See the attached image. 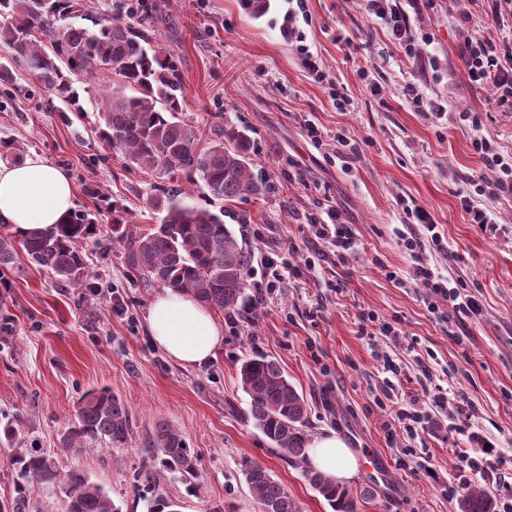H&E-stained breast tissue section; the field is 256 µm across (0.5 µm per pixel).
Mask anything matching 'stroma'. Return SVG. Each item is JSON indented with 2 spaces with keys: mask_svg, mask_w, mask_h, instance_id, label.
<instances>
[{
  "mask_svg": "<svg viewBox=\"0 0 512 512\" xmlns=\"http://www.w3.org/2000/svg\"><path fill=\"white\" fill-rule=\"evenodd\" d=\"M296 5L272 0L270 12L254 19L239 0H146L149 33L170 49L182 76L180 119L205 132L217 123L244 131L254 172L275 185L264 200L239 201L224 212L225 224L255 252L250 297L258 296L270 253H285L303 270L261 307L218 312L224 346L208 364L184 367L156 348L146 315L160 290L128 262L130 237L160 222L152 200L168 179L127 165L95 137L98 97H85L84 119L65 122L30 96L33 78L20 71L0 108V139L19 145L22 158L37 155L63 168L74 187V212L96 226L81 247L93 282L87 289L59 284L17 251L10 285L0 290V311L12 326L0 332V417L17 420L51 452L79 398L110 389L128 409L131 442L62 457L61 466L102 486L119 512H146L157 495L178 503L179 512H254L240 474L245 459L271 471L299 512H332L301 467L283 459L247 418L238 367L258 353L278 361L307 400L306 437L331 430L348 448L383 457L390 481L372 488L359 512H455L448 497L456 466L448 451L453 413L408 434L382 404L391 389L400 396L424 384L459 391L479 410L463 447L495 448L505 459L497 475L512 478V198L490 206L502 227L497 237L468 223L460 194L471 181L493 177L471 146V129L425 116L402 94L410 80L424 96L484 114L482 134L512 152V114L493 111L492 93L470 84L457 55L459 12L469 2L422 0L410 16L412 29L430 33L433 42L413 58L371 19L364 0H306L302 16ZM292 29L304 32L317 54L322 81L293 51ZM341 33L351 46L337 42ZM371 81L379 95H371ZM335 90L348 98L349 111H336ZM310 122L320 142L307 137ZM340 129L359 145L357 159L337 158ZM322 203L350 224L356 247L309 270L315 242L303 216ZM415 203L448 243L447 252H428L431 266L468 284L481 301L480 316L444 320L429 311L424 288L406 278L411 258L394 230ZM391 271L399 282L388 279ZM339 280L345 293L331 288ZM116 296L127 314L115 312ZM362 311L399 329L416 352L431 353L429 373L408 354L399 377L386 373L381 358L394 347L381 335L360 337ZM161 424L179 430L193 450L196 486L171 473L152 487L139 482V468L159 461L152 441Z\"/></svg>",
  "mask_w": 512,
  "mask_h": 512,
  "instance_id": "stroma-1",
  "label": "stroma"
}]
</instances>
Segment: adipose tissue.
I'll list each match as a JSON object with an SVG mask.
<instances>
[{
    "instance_id": "ef3b65f1",
    "label": "adipose tissue",
    "mask_w": 512,
    "mask_h": 512,
    "mask_svg": "<svg viewBox=\"0 0 512 512\" xmlns=\"http://www.w3.org/2000/svg\"><path fill=\"white\" fill-rule=\"evenodd\" d=\"M73 206V185L63 169L38 156L18 165L0 164V222L16 234L57 229ZM147 323L155 345L184 366L215 359L224 344V329L213 313L188 295L167 292L156 297ZM307 448L309 464L331 482L354 476L356 457L335 432L312 437Z\"/></svg>"
}]
</instances>
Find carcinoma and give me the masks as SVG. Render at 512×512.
Returning a JSON list of instances; mask_svg holds the SVG:
<instances>
[{"label": "carcinoma", "mask_w": 512, "mask_h": 512, "mask_svg": "<svg viewBox=\"0 0 512 512\" xmlns=\"http://www.w3.org/2000/svg\"><path fill=\"white\" fill-rule=\"evenodd\" d=\"M254 18L267 14L271 0H240ZM136 23L94 12L87 0H0V43L10 62L0 64V93L14 86V67H23L36 79L47 105L66 121L83 117L76 84L99 96L112 94L93 127L100 141L120 151L128 164L147 173L178 177L190 187L206 190L218 211L189 203L181 189L169 188L153 200L163 214L160 224L130 239L129 259L142 279L158 287L192 296L207 307L235 311L248 300L246 274L254 250L238 242L224 224V205L262 199L274 184L256 174L248 161V139L233 126H214L213 138L200 145L201 136L179 119L184 108L183 81L162 44L151 40ZM115 75L120 85L109 89ZM94 224L72 215L55 231H33L24 237L0 224V286L9 287L1 273L11 269L18 249L28 260L68 286L91 288L79 244L92 234ZM240 384L249 397L247 417L282 457L305 463L304 428L307 402L288 381L281 365L264 356H250L238 368ZM131 440L125 405L106 388L86 391L75 420L61 433L56 452L46 453L21 431L19 424H0V442L13 448L11 463L19 479L18 495L0 502V512H26L31 488L64 481L65 512H118L112 498L78 470L64 473L58 455L103 446L124 448ZM154 445L160 467L139 473L146 486L156 485L167 470L185 481H196L194 452L172 426L156 429ZM241 475L255 512H299L282 483L262 465L244 460ZM304 478L333 512H358L359 497L343 485H333L320 473L306 469ZM457 512H495L494 498L475 486L457 499Z\"/></svg>", "instance_id": "1"}]
</instances>
